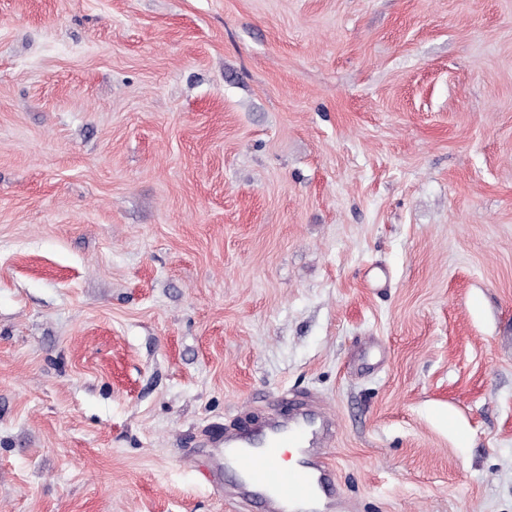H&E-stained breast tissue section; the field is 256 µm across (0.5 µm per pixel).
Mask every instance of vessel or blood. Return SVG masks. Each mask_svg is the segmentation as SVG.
Listing matches in <instances>:
<instances>
[{
	"label": "vessel or blood",
	"mask_w": 512,
	"mask_h": 512,
	"mask_svg": "<svg viewBox=\"0 0 512 512\" xmlns=\"http://www.w3.org/2000/svg\"><path fill=\"white\" fill-rule=\"evenodd\" d=\"M319 427L318 417L300 412L268 430L260 444L249 443L241 434L225 437L220 464L241 478L234 494L256 504L261 512H303L306 503L333 498L334 484L318 442ZM285 448L297 449L300 463L282 466L279 458Z\"/></svg>",
	"instance_id": "vessel-or-blood-1"
}]
</instances>
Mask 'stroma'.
I'll use <instances>...</instances> for the list:
<instances>
[{
	"label": "stroma",
	"mask_w": 512,
	"mask_h": 512,
	"mask_svg": "<svg viewBox=\"0 0 512 512\" xmlns=\"http://www.w3.org/2000/svg\"><path fill=\"white\" fill-rule=\"evenodd\" d=\"M306 396L353 512H512V0H0V512H259Z\"/></svg>",
	"instance_id": "35a3bbf8"
}]
</instances>
